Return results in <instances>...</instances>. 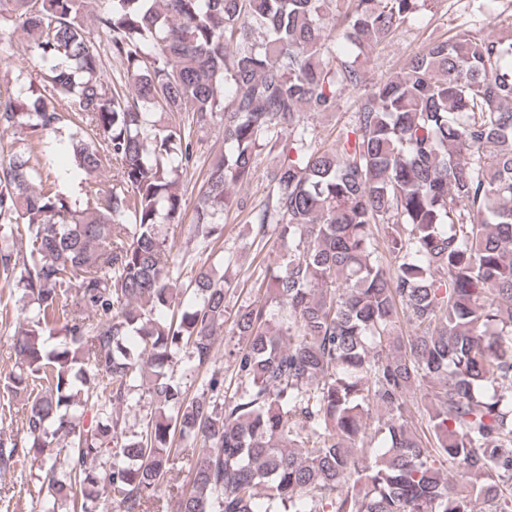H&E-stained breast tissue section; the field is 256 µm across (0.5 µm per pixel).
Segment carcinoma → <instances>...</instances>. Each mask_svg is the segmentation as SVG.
Masks as SVG:
<instances>
[{"label":"carcinoma","instance_id":"1","mask_svg":"<svg viewBox=\"0 0 512 512\" xmlns=\"http://www.w3.org/2000/svg\"><path fill=\"white\" fill-rule=\"evenodd\" d=\"M424 3L108 0L90 28L89 0H0V35L23 37L29 83L43 81L19 88L21 107L0 98V126L39 140L75 126L85 190L83 205L58 191L31 149L0 161V279L36 304L12 336L4 389L23 437L0 436V471L23 452L37 494L72 512H512V32L431 39L368 81L359 58ZM338 37L354 59L335 62ZM351 90L353 122L319 144L304 116ZM218 114L224 153L202 176L194 237L210 247L224 212L245 208L231 187L269 144L280 160L248 215L288 239L262 299L231 321L233 282L210 270L184 304L163 234L184 221L191 129ZM21 224L25 255L9 244ZM228 321L236 388L214 373L212 396L191 398L164 368L181 352L208 367ZM135 388L152 410L127 439ZM78 403L95 410L86 425ZM190 437L205 448L171 505L159 487Z\"/></svg>","mask_w":512,"mask_h":512}]
</instances>
